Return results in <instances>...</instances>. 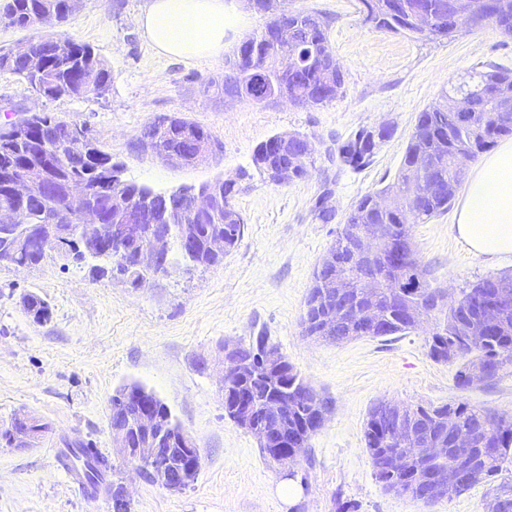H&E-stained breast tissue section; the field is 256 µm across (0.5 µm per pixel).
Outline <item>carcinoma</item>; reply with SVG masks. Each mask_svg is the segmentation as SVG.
<instances>
[{
    "label": "carcinoma",
    "mask_w": 512,
    "mask_h": 512,
    "mask_svg": "<svg viewBox=\"0 0 512 512\" xmlns=\"http://www.w3.org/2000/svg\"><path fill=\"white\" fill-rule=\"evenodd\" d=\"M390 0H360L373 6L381 18L375 27L412 36H422L417 18L422 13L432 16L435 28L449 26L448 4L452 0H401L399 14L383 16ZM81 0H0V24L28 28L52 20L62 27L79 8ZM281 15L272 17L260 33L246 38L238 49L246 51L242 60L224 75V92L241 100L268 106L286 99L296 106L329 105L343 96L346 76L331 49L328 29L330 22L316 11L296 9L290 0H281ZM488 22L505 36L512 37V0H495L494 13ZM32 57H15L12 51H0V71L8 72L24 81L32 91L49 100L63 97H81L90 93L101 95L112 85V70L94 49L60 32L49 37L31 40ZM289 46L288 58H282L275 46ZM464 98L472 107L465 116L454 111L451 98ZM512 104V70L491 65L485 71L474 72L453 88V94L443 91L440 98L419 112L401 160L395 180L384 188L361 196L345 217L342 228L317 266L306 301L302 320L307 335L332 323L328 335L318 339L329 343H343L362 337L406 335L416 329L412 310L420 301L431 298L439 287L433 285L430 269L417 255L411 237L414 224H427L444 215L451 208L463 182V170L456 166L455 156L469 154L473 161L493 148L498 139L512 136V112L499 111L500 101ZM75 133L83 136L88 149L86 158L77 163L66 159V138ZM300 134H293L288 148L281 149V135L276 134L256 145L252 162L255 170L268 182L286 185L306 178L301 170L289 168L288 152L299 145ZM372 134L366 127L358 129L336 147L339 163L360 169L370 163L377 150L371 148ZM200 141L215 145L207 130L183 117L164 116L146 124L140 144L162 161L172 166L191 164L188 144ZM429 162L434 170L438 190L423 197H413L408 187L412 166ZM13 170L44 182V191L27 201L9 194L5 181H0V209L19 211L21 223L40 232L52 227L70 229L67 243L49 250L16 249L12 237L20 232L17 226L0 225V263L36 267L48 260L61 259L81 268L90 265L96 278L117 276L134 286L143 272L136 266L126 241H112L106 248L90 244L93 234L78 223L79 205L68 199L63 185L75 181L87 190V201L104 203L103 222L112 223V214L134 208L147 214L157 213L163 199L170 207H177L189 188H178L168 193L156 192L147 186L130 183L121 178L118 164L90 136L84 126L56 118L46 112L33 113L17 122L0 127V175ZM207 189L223 199L201 220L193 222L194 236L204 240L219 236L225 250L220 253L190 251L178 225L170 228L164 267L152 273L153 278L166 276L169 269L183 261L188 267H209L224 259V255L238 247L244 235V221L234 205L239 188L237 182L216 179L203 183ZM387 195L393 205L389 210L378 209L375 198ZM374 227L385 239L401 236L410 243L413 261L388 271H379L384 284L378 295L366 300L375 306L382 321L381 328L362 327L349 312L336 311V298L327 288L329 277L343 275L349 280V298L361 301L356 276L364 259L355 254L360 246V234ZM398 279L401 288H389L387 282ZM512 289V274H501L476 281L461 290L462 305L450 310L445 306L435 309V318L442 331L430 335L429 355L437 362L461 361L455 374V387L461 391L471 387L469 369L484 361L495 360L498 370L482 378L491 382L500 372L512 367V301L502 305L495 328L484 329L473 308L474 303L492 297L494 289ZM22 304L33 322L43 324L51 319L49 304L29 293L22 296ZM236 350L255 366L262 364L266 351L280 354L282 370H263L237 379L224 395V416L234 419L232 409L238 395L245 394L251 403L253 423L266 421V409L275 401L287 415V434L295 435L294 447L304 452L314 431L308 429L306 419L314 413L327 414L328 401L321 398L311 384L294 368L280 349L262 334L245 342L234 343ZM153 404L167 433L176 436L185 429L173 418L168 406L153 391L139 383H130L116 391L110 399L109 426L127 425L140 408L139 397ZM453 414L458 427L483 430L494 447L481 450L468 448L474 466L464 482L448 497L459 495L477 483L490 485L495 501L512 502V486L496 483L504 464L512 457V420L485 407H475L460 400L434 404L404 406L405 430L394 432L383 417V403L369 412L363 437L371 459L375 478L385 489L398 495L416 498L422 474L443 463L432 464L419 457L418 440L436 433L445 425L444 419ZM41 437L48 425L34 420L30 427L11 418L0 427V447L20 448L17 434L26 430ZM408 457L405 468L396 475L387 470L391 453ZM69 456L79 462L82 483L96 494L104 490L107 501H118L123 512H131L123 486L110 483V460L91 443L78 441L69 449Z\"/></svg>",
    "instance_id": "obj_1"
}]
</instances>
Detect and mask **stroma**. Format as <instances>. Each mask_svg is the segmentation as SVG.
Here are the masks:
<instances>
[{
  "instance_id": "1",
  "label": "stroma",
  "mask_w": 512,
  "mask_h": 512,
  "mask_svg": "<svg viewBox=\"0 0 512 512\" xmlns=\"http://www.w3.org/2000/svg\"><path fill=\"white\" fill-rule=\"evenodd\" d=\"M246 16L222 55L181 61L159 55L138 19L148 0H84L65 27L92 46L112 70L102 96L46 100L16 76L0 72V125L40 111L86 126L122 166L128 182L164 192L218 178L234 179L244 236L209 268H171L142 288L86 270L45 262L36 269L0 266V425L25 413L49 430L30 448L0 447V512H110L105 494L74 488L62 462L71 441L112 452L109 401L124 384L153 390L194 438L201 455L197 481L170 491L115 459L110 480L127 487L132 512H487L489 487L432 504L385 491L375 479L363 438L380 400L441 404L457 398L512 419V369L490 385L455 387L456 364L428 355L429 330L330 344L303 336L301 320L313 273L351 204L391 183L419 112L470 69H512V37L491 24L454 37L414 38L376 29L359 0H296L331 16L329 40L347 73L343 98L324 107L283 103L262 108L225 101L227 63L266 15L237 0ZM211 90H204V83ZM176 115L205 128L222 147L206 163L171 167L137 140L156 117ZM396 128L373 162L337 167L327 148L363 126ZM311 139L318 152L305 180L276 186L260 178L251 155L280 133ZM327 195L333 222L315 216ZM437 286L460 290L481 278L512 273V259L475 254L455 229L454 213L411 228ZM26 293L46 299L51 322L34 324ZM264 332L311 386L330 401L323 426L299 458L296 477L268 464L256 438L224 415V344Z\"/></svg>"
}]
</instances>
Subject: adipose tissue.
<instances>
[{
  "instance_id": "ef3b65f1",
  "label": "adipose tissue",
  "mask_w": 512,
  "mask_h": 512,
  "mask_svg": "<svg viewBox=\"0 0 512 512\" xmlns=\"http://www.w3.org/2000/svg\"><path fill=\"white\" fill-rule=\"evenodd\" d=\"M243 22L234 0H150L139 20L155 50L179 60L223 54ZM455 224L475 253L512 257V140L501 142L472 169Z\"/></svg>"
}]
</instances>
